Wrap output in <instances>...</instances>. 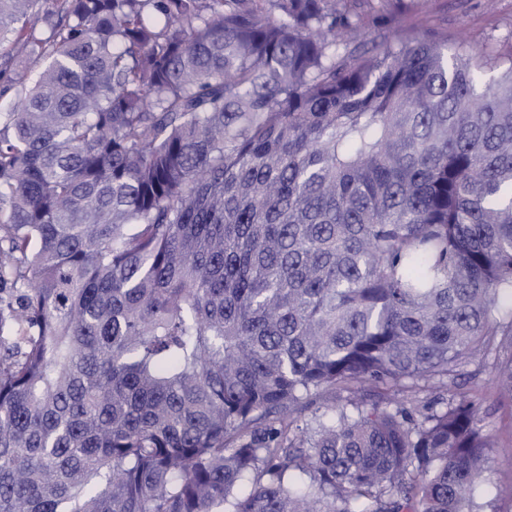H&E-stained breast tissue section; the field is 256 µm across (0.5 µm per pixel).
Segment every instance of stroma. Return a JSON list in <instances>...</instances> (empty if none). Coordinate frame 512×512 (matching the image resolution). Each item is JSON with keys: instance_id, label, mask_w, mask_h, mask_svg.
<instances>
[{"instance_id": "35a3bbf8", "label": "stroma", "mask_w": 512, "mask_h": 512, "mask_svg": "<svg viewBox=\"0 0 512 512\" xmlns=\"http://www.w3.org/2000/svg\"><path fill=\"white\" fill-rule=\"evenodd\" d=\"M363 39L381 42L389 35L406 42L428 37L454 49L466 41L490 55L499 67L512 65V0H403L392 23L362 6ZM462 388L487 414L493 446L485 480L474 498V512H512V501L497 496L512 485V396L500 392L490 365L461 380Z\"/></svg>"}]
</instances>
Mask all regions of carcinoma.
Instances as JSON below:
<instances>
[{
    "label": "carcinoma",
    "instance_id": "carcinoma-1",
    "mask_svg": "<svg viewBox=\"0 0 512 512\" xmlns=\"http://www.w3.org/2000/svg\"><path fill=\"white\" fill-rule=\"evenodd\" d=\"M47 2L0 0V512H471L512 64L369 56L353 0Z\"/></svg>",
    "mask_w": 512,
    "mask_h": 512
}]
</instances>
